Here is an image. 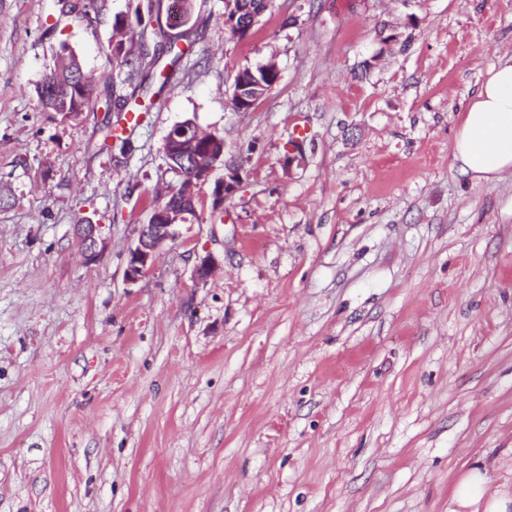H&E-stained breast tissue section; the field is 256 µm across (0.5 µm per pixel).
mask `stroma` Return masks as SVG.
<instances>
[{"label":"stroma","mask_w":512,"mask_h":512,"mask_svg":"<svg viewBox=\"0 0 512 512\" xmlns=\"http://www.w3.org/2000/svg\"><path fill=\"white\" fill-rule=\"evenodd\" d=\"M173 3L0 0V512H473L455 488L475 467L512 499V173L452 163L512 57V0H273L241 40L224 0H190L130 151L105 145L104 100L41 107L64 46L131 94L115 25ZM269 60L278 82L236 111V72ZM188 119L242 182L218 206L204 188L129 282ZM76 231L81 240L85 261L87 263L95 262L103 249V246L99 249L100 239L97 235V225L78 224L76 225Z\"/></svg>","instance_id":"1"}]
</instances>
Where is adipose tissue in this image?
<instances>
[{"label": "adipose tissue", "mask_w": 512, "mask_h": 512, "mask_svg": "<svg viewBox=\"0 0 512 512\" xmlns=\"http://www.w3.org/2000/svg\"><path fill=\"white\" fill-rule=\"evenodd\" d=\"M453 163L460 174L491 181L512 171V59L487 71L483 88L468 102L455 137ZM488 478L475 470L459 481L455 497L464 506L484 503V512H512L505 498H487Z\"/></svg>", "instance_id": "1"}]
</instances>
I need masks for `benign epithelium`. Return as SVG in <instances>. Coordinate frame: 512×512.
Returning <instances> with one entry per match:
<instances>
[{"label": "benign epithelium", "instance_id": "1", "mask_svg": "<svg viewBox=\"0 0 512 512\" xmlns=\"http://www.w3.org/2000/svg\"><path fill=\"white\" fill-rule=\"evenodd\" d=\"M186 10V3L181 0L178 7L169 14L167 28L175 30L184 26L188 21ZM258 73L264 74L269 81L266 85L268 92L279 79V69L271 61L254 68L239 69L234 77L231 101L240 112L245 111L242 107V102L247 100L244 90L248 89V83ZM193 159L196 164L195 174L186 177L179 185L182 201L171 206L159 205L152 212L148 223L136 225V242L129 251L126 269V278L129 281L135 282L149 273L165 245L178 238L179 226L187 221V216L197 213V203L200 201L204 186L214 183L213 196L215 203L218 204L233 194L241 184L240 171L243 163L230 161L222 163L212 149L205 146L193 153ZM221 164L224 165V178L215 181L213 175ZM76 231L81 240L85 261L95 262L101 254L97 225L78 224Z\"/></svg>", "mask_w": 512, "mask_h": 512}]
</instances>
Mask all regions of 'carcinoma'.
<instances>
[{"mask_svg":"<svg viewBox=\"0 0 512 512\" xmlns=\"http://www.w3.org/2000/svg\"><path fill=\"white\" fill-rule=\"evenodd\" d=\"M244 13L238 17L237 27L228 30V34L240 39L249 31L246 18L252 12H264L271 5V0H242ZM180 35H174L159 27L151 31L145 29L139 33V48L136 54L137 65L131 67L128 79L133 80L143 72H151L157 66L162 56L170 58L171 64L176 65L184 55L178 42ZM38 96L42 107L50 112L64 116H79L89 111L91 104L99 97L91 79L82 70L77 55L66 49L62 50L55 59L53 67L47 72L38 87ZM110 111L122 117L129 112L141 111L140 104L131 103L124 96L113 97Z\"/></svg>","mask_w":512,"mask_h":512,"instance_id":"1","label":"carcinoma"}]
</instances>
